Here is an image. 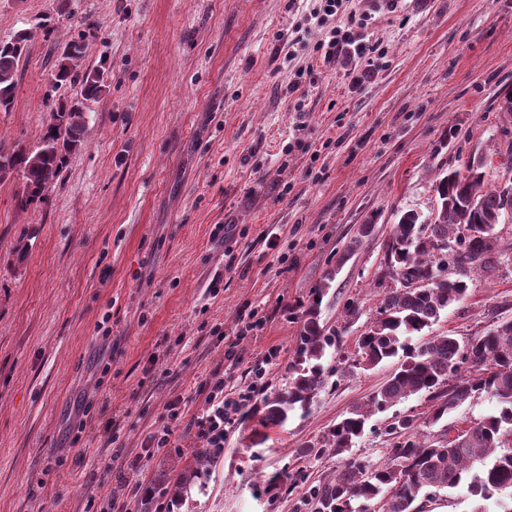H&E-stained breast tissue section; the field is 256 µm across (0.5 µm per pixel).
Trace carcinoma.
<instances>
[{"mask_svg":"<svg viewBox=\"0 0 512 512\" xmlns=\"http://www.w3.org/2000/svg\"><path fill=\"white\" fill-rule=\"evenodd\" d=\"M28 32L0 42V108L13 102L16 75L27 51ZM84 40H71L62 49L50 72L54 88L79 87V98L60 101L54 122L32 148L7 145L0 140V180L16 174L24 190L15 198L24 211L45 199V194L66 168L69 157L84 143L88 118L83 102L95 101L106 91V67L77 70L84 57ZM512 186V176L497 180L494 167L475 157L463 170L437 173L434 183L437 211L428 222L412 211L393 225L385 244L386 272L395 286L385 289L377 316L357 339L353 366L364 370L399 358L392 374L365 401L352 405L324 440L306 446L317 456L331 450L345 456L336 475L307 491L309 512H372L384 502L385 512H420L423 502H433L443 490L463 487L468 494L488 501L512 489V451L501 446L512 436V320L459 342L442 334L410 347L405 340L436 323L448 307L468 293V272L493 263L495 227L506 213L502 188ZM359 226L340 260L356 251L370 237ZM448 270L447 280L438 277ZM343 328L326 327L319 313H306L300 336L295 376L288 387L264 399V420L282 426L288 413L308 411L326 386L331 372L322 359L326 348L341 346ZM470 374H461L462 367ZM432 401L430 419L437 424L467 400L480 394L494 399L497 411L448 439L423 438L415 430L413 415L399 416L386 424L388 460L372 463L347 452L363 434L376 413L388 411L413 395Z\"/></svg>","mask_w":512,"mask_h":512,"instance_id":"obj_1","label":"carcinoma"}]
</instances>
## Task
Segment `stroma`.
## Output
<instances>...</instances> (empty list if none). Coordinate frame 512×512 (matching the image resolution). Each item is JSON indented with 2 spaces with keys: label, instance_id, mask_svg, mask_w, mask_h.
Returning <instances> with one entry per match:
<instances>
[{
  "label": "stroma",
  "instance_id": "obj_1",
  "mask_svg": "<svg viewBox=\"0 0 512 512\" xmlns=\"http://www.w3.org/2000/svg\"><path fill=\"white\" fill-rule=\"evenodd\" d=\"M309 0H0V41L26 30L15 98L0 139L35 145L52 120L46 97L71 99L47 75L60 48L86 33L84 66L108 62V88L88 103L83 146L44 202L18 210V178L0 180V512H110L129 481L187 487L174 512H308L309 486L342 459L308 456L345 412L394 368L346 371L309 411L263 424L265 396L291 377L303 317L345 327L331 367L352 359L377 315L385 242L404 211L430 218L438 169L503 150L497 92L512 86V0H346L336 18L366 14L364 44L380 49L361 86L343 58L323 61ZM314 68L316 83L286 87ZM303 112H295L296 104ZM376 217L344 266L336 260ZM223 235H215L216 225ZM494 267L475 268L466 299L432 334L464 341L512 320V220L496 225ZM336 271L329 290L324 275ZM360 313L346 320L344 307ZM259 327L239 337L241 317ZM112 336L102 340L99 322ZM238 337L240 363L226 356ZM278 349L268 358L269 349ZM112 364L100 377V361ZM263 389L199 463L146 454L149 434L188 422L221 376ZM181 398L183 417L166 407ZM94 418L82 444L70 427ZM116 420L126 460L112 458Z\"/></svg>",
  "mask_w": 512,
  "mask_h": 512
}]
</instances>
